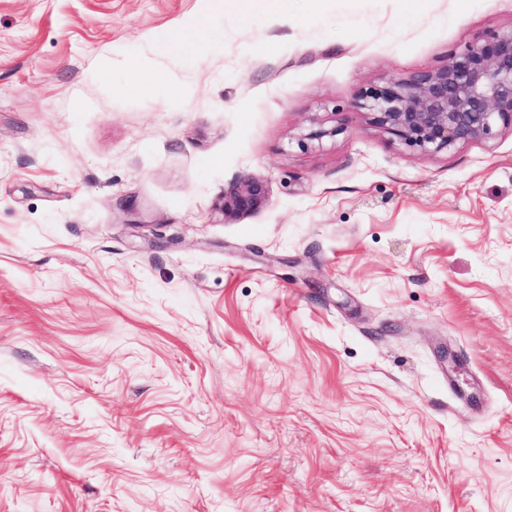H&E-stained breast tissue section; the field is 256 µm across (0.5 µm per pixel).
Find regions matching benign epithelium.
<instances>
[{"instance_id": "1", "label": "benign epithelium", "mask_w": 512, "mask_h": 512, "mask_svg": "<svg viewBox=\"0 0 512 512\" xmlns=\"http://www.w3.org/2000/svg\"><path fill=\"white\" fill-rule=\"evenodd\" d=\"M355 107L410 147L440 152L491 139L512 127V29L487 34L442 69L373 88ZM267 197L266 183L250 177L224 194L219 211L231 219L252 214Z\"/></svg>"}]
</instances>
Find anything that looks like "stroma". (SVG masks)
I'll list each match as a JSON object with an SVG mask.
<instances>
[{
    "mask_svg": "<svg viewBox=\"0 0 512 512\" xmlns=\"http://www.w3.org/2000/svg\"><path fill=\"white\" fill-rule=\"evenodd\" d=\"M510 28L0 0V512H512V128L430 153L353 106ZM267 197L266 183L261 179L250 177L224 194L218 209L224 218L233 219L259 211L265 205Z\"/></svg>",
    "mask_w": 512,
    "mask_h": 512,
    "instance_id": "1",
    "label": "stroma"
}]
</instances>
